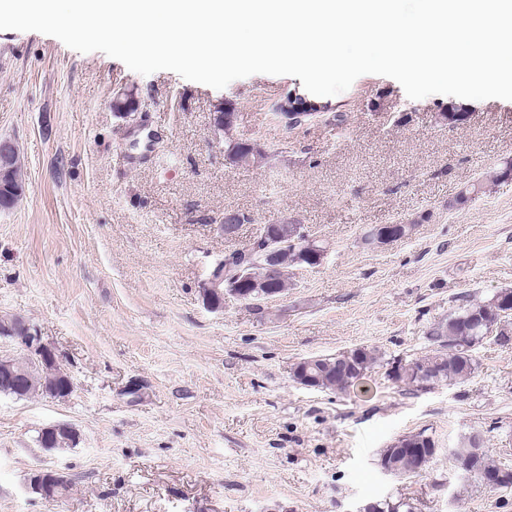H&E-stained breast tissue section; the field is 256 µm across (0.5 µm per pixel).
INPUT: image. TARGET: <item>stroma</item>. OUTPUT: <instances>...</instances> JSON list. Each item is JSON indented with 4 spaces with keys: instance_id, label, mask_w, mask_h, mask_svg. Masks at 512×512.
<instances>
[{
    "instance_id": "1",
    "label": "stroma",
    "mask_w": 512,
    "mask_h": 512,
    "mask_svg": "<svg viewBox=\"0 0 512 512\" xmlns=\"http://www.w3.org/2000/svg\"><path fill=\"white\" fill-rule=\"evenodd\" d=\"M0 138L24 182L0 211V320L23 319L74 381L65 399L0 395V512H359L380 500L413 512H512V491L464 479L448 450L481 431L512 465V346L476 347L468 379L428 392L371 371L366 393L297 384L301 359L374 346L426 353L454 299L512 289V180L456 204L464 185L512 160V101L407 97L365 74L328 102L344 116L288 130L274 106L298 78L255 74L221 90L162 70L147 76L35 31H0ZM141 102L131 122L112 101ZM232 104L235 135L283 145L257 168L230 165L211 114ZM252 217L234 239L225 211ZM418 219L416 233L363 247L364 228ZM287 219L328 242L316 267L258 315L199 288L255 225ZM66 423L76 447L45 451ZM426 432L419 476L385 472L380 452ZM72 481L45 498L35 469Z\"/></svg>"
}]
</instances>
